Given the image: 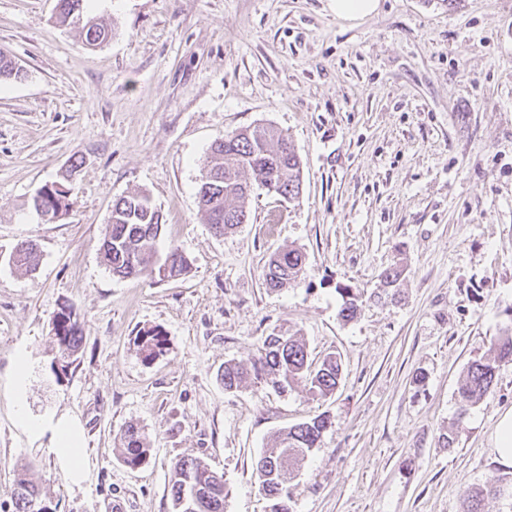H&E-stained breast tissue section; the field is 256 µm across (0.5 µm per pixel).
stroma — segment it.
Here are the masks:
<instances>
[{
  "label": "stroma",
  "instance_id": "35a3bbf8",
  "mask_svg": "<svg viewBox=\"0 0 512 512\" xmlns=\"http://www.w3.org/2000/svg\"><path fill=\"white\" fill-rule=\"evenodd\" d=\"M110 31L96 48L60 25L57 0H0V51L25 71L0 82V512L22 473L53 512H171L172 463L201 458L224 475L226 512H268L255 463L274 436L321 414V447L289 483L295 512H512V467L492 448L512 408V362L491 395L459 417L468 364L512 331V0H379L357 21L328 0H94ZM291 139L302 192L254 188L248 223L218 236L200 216L208 150L255 124ZM71 187L45 223L30 208L46 184ZM133 190L160 207L159 253L187 274L120 279L100 245L112 202ZM32 239L27 273L5 259ZM306 256L304 281L277 292L274 252ZM402 266L395 300L370 303ZM365 296L339 316L338 286ZM74 305L83 344L56 377L52 319ZM158 328L145 360L135 338ZM297 333L312 358L336 354L334 394L245 383L272 329ZM28 359L16 383L18 355ZM79 422L87 477L71 483L49 436L17 426ZM145 434L127 467L120 435Z\"/></svg>",
  "mask_w": 512,
  "mask_h": 512
}]
</instances>
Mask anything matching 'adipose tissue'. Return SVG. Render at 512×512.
<instances>
[{"label":"adipose tissue","mask_w":512,"mask_h":512,"mask_svg":"<svg viewBox=\"0 0 512 512\" xmlns=\"http://www.w3.org/2000/svg\"><path fill=\"white\" fill-rule=\"evenodd\" d=\"M20 426L33 437L50 435L57 459L67 478L75 484L85 478L84 450L80 431L75 422L67 418L35 421L25 411H18Z\"/></svg>","instance_id":"1"}]
</instances>
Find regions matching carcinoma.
Wrapping results in <instances>:
<instances>
[{"label":"carcinoma","instance_id":"carcinoma-1","mask_svg":"<svg viewBox=\"0 0 512 512\" xmlns=\"http://www.w3.org/2000/svg\"><path fill=\"white\" fill-rule=\"evenodd\" d=\"M88 0H58V20L79 26L85 44L95 47L108 37V28L99 18L84 12ZM20 69L6 54L0 52V80L20 79ZM301 162L288 137L270 125H255L217 138L210 146L205 175L197 191L199 211L204 223L214 234L222 235L248 220L245 201L261 179L276 181L280 196L294 200L299 197ZM43 204L59 213L69 208L70 189L58 183L42 187ZM164 226L163 214L142 191H130L112 203L109 222L101 245L103 262L120 278L144 273L159 279L179 277L187 272L188 261L177 248H170L164 259L157 256L156 244ZM37 245L32 240L17 243L8 257V264L27 272L36 270ZM305 256L297 249L273 253L263 270V285L271 291L298 285L304 274ZM337 292L343 303L339 316L351 321L360 314L359 294L349 285ZM57 358L66 373L77 360L83 333L74 308L63 305L53 321ZM145 358L152 359L165 344L157 329L141 333L137 339ZM491 357L472 361L458 389L460 417L468 409L493 392L497 364L512 362V336H500L489 348ZM341 367L333 354L311 359L306 344L295 333L272 330L251 361V368L226 364L220 379L227 390H233L248 378L265 381L277 389L304 382L309 391L320 397L333 394L339 383ZM331 426L328 416L319 415L293 425L277 434L271 447L263 450L256 464L261 491L269 497V512H294L286 484L297 468L314 449ZM122 460L137 467L146 458L144 434L128 426L121 435ZM491 491L474 488L466 494V512H481L482 502ZM170 497L173 512H224L227 492L224 475L212 471L198 458L183 457L172 467ZM13 512H53L42 499L34 481L22 478L14 493Z\"/></svg>","mask_w":512,"mask_h":512}]
</instances>
